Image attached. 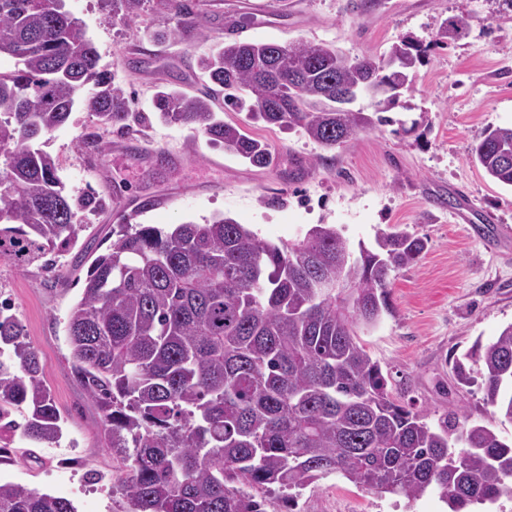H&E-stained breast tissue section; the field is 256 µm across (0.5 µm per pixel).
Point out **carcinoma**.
<instances>
[{"label":"carcinoma","instance_id":"1","mask_svg":"<svg viewBox=\"0 0 512 512\" xmlns=\"http://www.w3.org/2000/svg\"><path fill=\"white\" fill-rule=\"evenodd\" d=\"M148 0H112L126 22ZM176 19V41L208 35L190 0H159ZM444 21L435 43L466 34ZM0 259L43 261L59 276L58 255L82 229L77 214L103 206L71 196L58 164L38 141L83 103L104 130L142 123L132 99L99 68V54L65 0H0ZM389 54L405 80L425 62L421 43L402 39ZM383 66L326 43H219L198 60L213 87L199 95L163 86L157 118L199 131L249 164H275L272 147L217 111L215 88L249 117L295 130L323 148L393 122L399 99L369 115L336 100ZM92 86L79 100L78 92ZM512 126L489 127L472 158L512 188ZM273 244L230 218L210 224H123L87 272L67 322L75 374L103 411L107 448L129 462L133 512H265L277 487L292 491L341 475L383 495L414 500L438 491L450 512H470L512 496V446L462 407L433 425L426 409L396 400L380 365L356 339L391 311L390 274L416 262L427 242L407 229L376 235L375 247L348 246L336 226ZM342 281L355 300L320 287ZM456 360L458 383L476 385L512 422V323ZM64 419L43 380V365L22 327L0 307V439L19 434L56 443ZM0 512H75L63 497L0 482Z\"/></svg>","mask_w":512,"mask_h":512}]
</instances>
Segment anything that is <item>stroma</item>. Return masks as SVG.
<instances>
[{
  "label": "stroma",
  "instance_id": "stroma-1",
  "mask_svg": "<svg viewBox=\"0 0 512 512\" xmlns=\"http://www.w3.org/2000/svg\"><path fill=\"white\" fill-rule=\"evenodd\" d=\"M210 40L169 39L173 17L149 0L122 24L112 0H65L96 47L101 69L115 73L133 109L151 115L157 83L192 94L208 81L198 59L211 45L248 42L328 43L353 57H387L410 37L428 45L392 123L324 149L295 131L253 122L248 133L276 150L263 169L209 145L199 132L153 120L129 135L102 133L103 154L79 147L97 133L85 110L40 141L71 194L94 192L103 208L79 214L85 229L61 257V279L40 264L0 259V301H8L44 366L43 378L66 421L59 442L14 438L0 454V480L72 502L76 512H129L123 457L104 444L101 413L78 382L67 339L80 280L117 237L113 200L136 208L137 221L170 228L224 216L280 243L316 224L340 229L351 249L373 247L378 231L400 224L428 241L413 264L392 272V310L358 340L389 375L394 398L429 410L430 421L454 406L512 442V422L486 404L482 390L457 385L453 365L478 342L512 323V189L470 159L488 127L512 125V7L505 0H200ZM462 17L468 30L444 45L442 22ZM281 492L265 512H446L436 492L410 501L380 496L333 475L316 481L284 509Z\"/></svg>",
  "mask_w": 512,
  "mask_h": 512
}]
</instances>
